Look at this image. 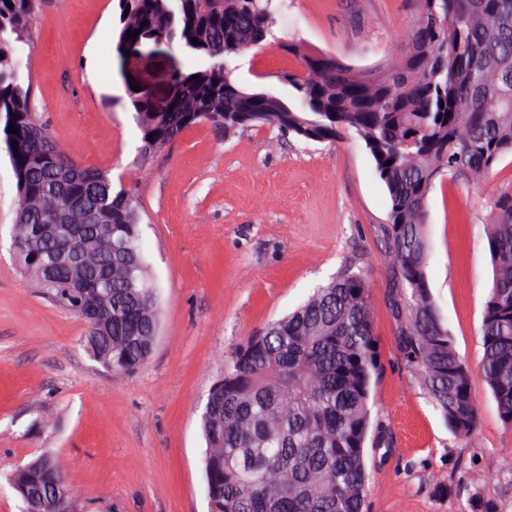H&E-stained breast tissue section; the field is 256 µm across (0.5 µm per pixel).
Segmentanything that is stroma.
<instances>
[{
  "mask_svg": "<svg viewBox=\"0 0 512 512\" xmlns=\"http://www.w3.org/2000/svg\"><path fill=\"white\" fill-rule=\"evenodd\" d=\"M414 19V0H290L278 43L236 56L232 78L288 100L283 76L300 60L283 40L370 68L398 53ZM34 26L22 54L33 110L72 157L134 191L159 332L136 372L89 357L85 322L19 271L16 179L0 152V512H21L7 479L47 451L74 473L78 512H208L199 422L225 355L349 263L371 285L372 399L394 442L368 453V512H472L478 498L512 512V427L480 370L493 279L483 190L439 179L428 199V283L480 408L467 443L401 363L380 233L390 202L362 141L308 143L268 127L227 139L201 123L139 164L133 86L163 97L170 73L191 61L148 47L122 63L114 0H42Z\"/></svg>",
  "mask_w": 512,
  "mask_h": 512,
  "instance_id": "stroma-1",
  "label": "stroma"
}]
</instances>
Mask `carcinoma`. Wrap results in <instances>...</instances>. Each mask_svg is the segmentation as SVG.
<instances>
[{
  "mask_svg": "<svg viewBox=\"0 0 512 512\" xmlns=\"http://www.w3.org/2000/svg\"><path fill=\"white\" fill-rule=\"evenodd\" d=\"M11 2L0 0V150L18 190L16 258L47 300L79 317L87 299L72 294L77 273L110 280L99 305L112 310V323L88 329L83 347L106 369L129 373L150 357L158 329L137 201L107 173L70 158L36 118L33 80L16 52L31 42L40 0ZM414 4L417 19L400 51L374 77L288 45L303 59L301 71L286 75L295 90L288 102L231 77L235 56L274 37L273 0H117L116 49L122 57L161 41L198 61L170 75L166 111H155L145 93L132 99L144 160L202 121L226 138L271 127L307 142L354 136L365 144L390 197L382 236L401 359L448 429L468 441L480 410L471 370L429 288L426 204L437 178L482 187L512 155V0ZM130 30L139 31L134 41ZM11 122L18 133L8 132ZM486 207L494 281L481 374L511 428L512 187L489 193ZM59 224L79 231L61 236ZM60 250L68 260L50 281L43 264ZM378 371L370 285L350 266L235 347L200 417L209 512H365L366 445L393 447L389 425L372 414ZM57 468L45 453L11 473L25 512H56L58 501L75 512L74 483H51Z\"/></svg>",
  "mask_w": 512,
  "mask_h": 512,
  "instance_id": "obj_1",
  "label": "carcinoma"
}]
</instances>
